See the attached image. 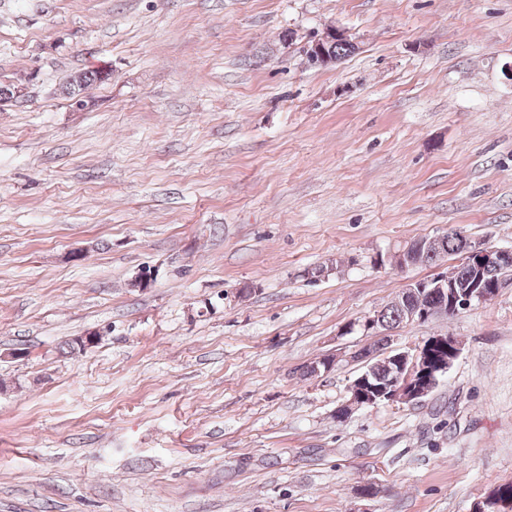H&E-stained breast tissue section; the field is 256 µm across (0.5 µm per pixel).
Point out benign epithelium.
I'll list each match as a JSON object with an SVG mask.
<instances>
[{
	"label": "benign epithelium",
	"instance_id": "benign-epithelium-1",
	"mask_svg": "<svg viewBox=\"0 0 512 512\" xmlns=\"http://www.w3.org/2000/svg\"><path fill=\"white\" fill-rule=\"evenodd\" d=\"M350 43L348 31L340 27H330L322 31L306 47V55L311 65L325 67L336 63L328 57L327 49L337 43ZM444 235L403 244L386 253H377L374 264L377 267L391 263L403 271L420 264L421 260L438 252L443 244ZM461 262L468 269L492 272L512 266V248L499 247L485 240L468 239L461 255ZM504 285L494 279L483 280L460 290V285L445 276L415 280L402 288L396 301L402 304L404 319L408 323L422 322L434 317H449L475 305L494 300ZM430 294L439 299V303L429 308L415 303V299ZM365 336H385L388 330L380 320L379 314L368 315L359 323ZM461 352L460 342L453 336L444 334L427 337L421 344L391 352L381 350L382 357L394 363L392 385L376 387L370 382L367 373H362L349 387V398L336 409V415L344 419L353 411L374 406L377 397L383 396L390 403L418 402L428 396L444 378L453 362Z\"/></svg>",
	"mask_w": 512,
	"mask_h": 512
}]
</instances>
